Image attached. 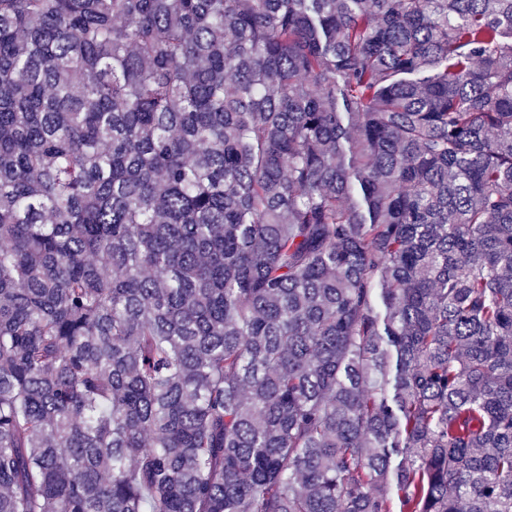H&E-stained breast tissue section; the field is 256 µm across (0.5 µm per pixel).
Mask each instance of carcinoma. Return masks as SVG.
Returning a JSON list of instances; mask_svg holds the SVG:
<instances>
[{
	"label": "carcinoma",
	"instance_id": "obj_1",
	"mask_svg": "<svg viewBox=\"0 0 512 512\" xmlns=\"http://www.w3.org/2000/svg\"><path fill=\"white\" fill-rule=\"evenodd\" d=\"M0 512H512V0H0Z\"/></svg>",
	"mask_w": 512,
	"mask_h": 512
}]
</instances>
